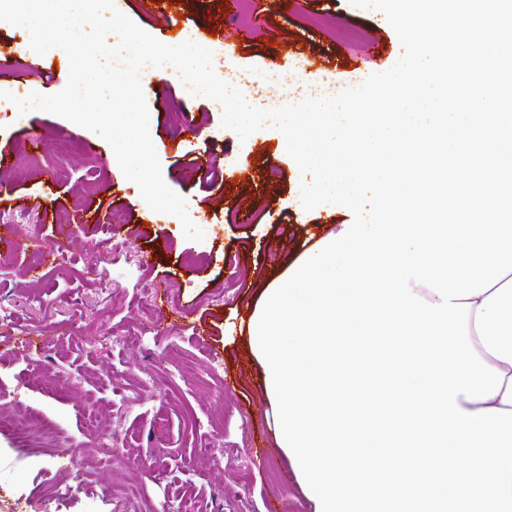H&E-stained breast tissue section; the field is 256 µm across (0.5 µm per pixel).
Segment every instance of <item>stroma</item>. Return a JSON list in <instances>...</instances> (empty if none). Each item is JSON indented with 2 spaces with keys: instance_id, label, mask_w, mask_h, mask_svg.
I'll use <instances>...</instances> for the list:
<instances>
[{
  "instance_id": "stroma-1",
  "label": "stroma",
  "mask_w": 512,
  "mask_h": 512,
  "mask_svg": "<svg viewBox=\"0 0 512 512\" xmlns=\"http://www.w3.org/2000/svg\"><path fill=\"white\" fill-rule=\"evenodd\" d=\"M114 4L162 43L177 28L193 31L214 51L212 77H237L260 112L308 111V84L340 93L366 78L385 85L403 44L371 0H250L245 17L239 0H171L148 13L140 0ZM0 56L17 68L0 76V92L53 94L67 82L66 53L38 55L27 30L0 27ZM143 92L165 183L186 201L209 200L204 241L148 207L109 143L96 155L58 152L59 141L93 131L43 111L19 116L0 99V235L18 225L57 254L32 275L30 242L0 262V413L37 426L0 429V498L24 512L46 502L53 512H111L133 486L142 512H268L276 498L279 512H309L295 481L281 479L288 459L274 448L260 368L234 324L296 254L305 225L352 214L299 207L301 161L279 127L261 122L243 139L211 99L168 80ZM36 137L41 167L17 175L12 147ZM204 153L216 164L203 181L189 162ZM114 212L123 223H109ZM159 280L178 301L165 317L141 307L142 286ZM29 336L46 345L20 355ZM219 425L212 456L200 455ZM116 430L158 475L113 462Z\"/></svg>"
}]
</instances>
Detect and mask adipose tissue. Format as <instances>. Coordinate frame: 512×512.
<instances>
[{"label":"adipose tissue","instance_id":"ef3b65f1","mask_svg":"<svg viewBox=\"0 0 512 512\" xmlns=\"http://www.w3.org/2000/svg\"><path fill=\"white\" fill-rule=\"evenodd\" d=\"M405 34L403 69L317 111H255L241 84L212 88L240 136L289 126L303 206L353 218L271 277L246 330L275 429L311 512H512V112L496 90L512 60V0H376ZM494 27L493 43L476 31ZM207 46L138 29L88 55L67 115L150 78L210 71ZM454 88L480 112H416ZM383 100L387 111L371 106ZM389 145L387 162L369 147ZM457 336L449 348V336Z\"/></svg>","mask_w":512,"mask_h":512}]
</instances>
